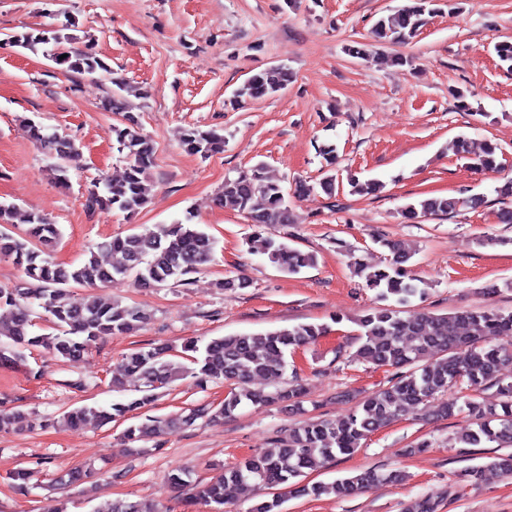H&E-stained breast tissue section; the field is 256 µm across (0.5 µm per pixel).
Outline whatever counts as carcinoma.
<instances>
[{"label":"carcinoma","instance_id":"1","mask_svg":"<svg viewBox=\"0 0 512 512\" xmlns=\"http://www.w3.org/2000/svg\"><path fill=\"white\" fill-rule=\"evenodd\" d=\"M434 0H410V3L383 15L373 25L372 33L381 44L407 43L427 24ZM62 39L59 30L42 28L17 32L9 36L13 44L33 50L39 44ZM63 70L77 74L109 72L107 64L95 53L71 50L67 57H53ZM295 75L287 67H277L251 76L237 91L244 100L267 98L284 90ZM126 84L103 101L107 112L122 114V121L112 126V139L126 160L125 171L118 180L98 179L88 188L91 207L112 208L134 214L148 202V172L155 165L156 148L151 139L140 132L136 115L126 111L123 92ZM28 137L54 159L53 179L69 183L70 164L80 156V145L68 134L45 132L31 119L24 121ZM184 149L209 158L224 152V135L215 129H188L182 138ZM455 153L471 159L477 171L495 172L501 165V148L493 143L472 154L468 140L460 136L454 143ZM326 162V170L318 182H295L294 195L303 197L320 189L327 197L336 196L335 173L337 149L334 144L318 147ZM350 193L374 195L383 184L375 179L348 178ZM504 207L496 213L501 224H512V179L495 188ZM283 186L269 180L264 166L257 163L235 177L224 179L217 200L245 215L256 231L248 237L251 251L267 257L280 271L293 274L317 263L316 256L265 236L262 229L272 224L292 223V212ZM485 204L482 197L432 196L407 204L403 217L408 221L450 216L462 209L477 210ZM15 211L13 204H0V259H10L23 269L35 287L0 285V307L11 308L9 321H0V363L24 361V350L42 348L54 357L72 360L88 353L107 336L130 334L140 330L149 315L134 305L107 302L97 297L77 306L69 300L72 284L94 287L117 277L134 278L141 286H158L173 282L190 284V275L206 264L215 241L185 216L172 224H158L153 229L114 237L97 246L98 252L75 266L53 261L48 250L60 236V229L49 217L37 210L25 215L27 228L14 235L7 225ZM375 242L389 252L386 263L378 268L360 260L353 262L357 276L366 287L377 291L382 304L371 308L359 319L360 344L353 359L377 368L394 370L388 385L363 397L350 416L343 421L312 418L277 437L274 448L250 455L226 467L208 480L193 478L188 468L167 475L171 488L179 493L193 490L191 502L202 504L210 512H224L226 490L232 486L263 485L296 497L319 498L327 494L349 497L377 483H397L405 479L400 471L380 473L374 469L354 472L332 483L303 482L309 471L324 467L339 455H349L361 447L375 431L387 426L407 410L422 411L428 417L445 418L466 414L469 424L460 432L457 442L464 447H512V384L503 383L502 369L512 363V350L496 342L499 336H512V311L473 308L449 314L412 312L403 309L410 298L424 297L425 289L410 274L413 254L397 243L377 238ZM119 254L118 264L106 263L101 255ZM42 311L53 332L33 334L35 314ZM327 328L304 323L288 328L258 333H234L211 339L199 350L197 343L187 340L182 345L183 360H178L168 345L152 344L134 349L123 356L121 369L112 375V387H124L131 377L143 386V395L126 403L109 407L81 406L63 414V420L74 427L90 421L107 424L141 409L154 399L156 391L174 382L190 378L202 387L220 380L231 387L216 411L207 407L190 410L187 415H145L123 431L129 443L158 441L183 426L206 416L229 418L245 402L253 405L287 403L300 407L302 387L298 380L274 391L252 390L249 382L256 377L283 375L287 363L285 352L315 342ZM498 387L499 403L486 405L482 392ZM29 426L28 413L20 406L0 410V429H22ZM512 474V453L498 454L474 466L468 473L477 482H488ZM90 472L71 468L61 473L57 482L65 487L82 483ZM283 495L277 493L256 503L250 512H282ZM95 512H157L142 501H114Z\"/></svg>","mask_w":512,"mask_h":512}]
</instances>
